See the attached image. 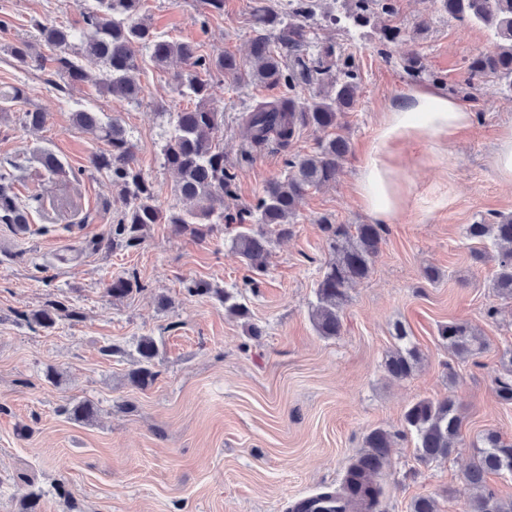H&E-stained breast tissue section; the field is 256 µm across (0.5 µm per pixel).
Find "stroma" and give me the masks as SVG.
Segmentation results:
<instances>
[{"label":"stroma","instance_id":"obj_1","mask_svg":"<svg viewBox=\"0 0 512 512\" xmlns=\"http://www.w3.org/2000/svg\"><path fill=\"white\" fill-rule=\"evenodd\" d=\"M251 0H224L206 15L201 0H145L143 15L168 39L198 42L202 54L245 56L256 27ZM95 0H0V88H26L27 100L0 112V168L18 167V189L30 210L28 231L0 223V512H17L27 487L41 493L37 512H288L290 504L338 487L350 460L375 429L394 432L388 463L376 478L383 512H410L414 499L433 498L438 512H468L463 474L470 444L493 429L512 439V405L502 404L494 379L512 346V303L489 283L492 261L472 256L467 224L512 212V184L499 180L492 156L501 129L512 125V97L488 80L465 104L472 129L444 150L425 140L400 149L401 181L411 194L397 223L388 225L370 277L349 290L341 336H318L310 318L314 288L328 258L317 222L330 214L342 224H366L354 194L356 166L390 106L414 87L440 76L441 90L460 82L469 58L493 51L491 33L460 25L438 10V0H397L394 24L421 55L424 76L412 79L401 58L407 46L381 54L375 32L313 29L354 56L360 76L355 108L343 115L350 151L335 184L305 196L292 237L277 240L256 285L244 288L245 269L230 248L236 232L216 224L206 236L174 234L153 224L141 244L108 247L105 234L125 210L117 187L89 167L105 145L74 125L91 110L119 118L137 164L153 184L163 212L187 203L174 192L162 149L171 113L193 108L175 89L178 61L139 62L141 104L110 99L98 83H73L44 68L18 66L9 46L42 48L39 24L80 29ZM427 29H418L420 19ZM249 85L217 91L224 114L221 145L235 162L244 140L239 121L247 105L270 97ZM46 119L23 127L25 110ZM320 138L307 129L287 151L258 154L239 169L236 193L224 209L253 203L281 177L284 153L312 152ZM47 149L65 172L47 176L37 153ZM440 268L434 285L421 277ZM118 276L140 284L121 299L107 288ZM216 288L240 287L262 336H248L242 320L207 295H189L188 280ZM50 303L67 308L49 330L31 328L25 313ZM496 309L487 318L488 309ZM467 321L487 344L459 360L437 336L439 325ZM403 324L423 360L408 378L384 368L395 324ZM144 336L159 347V375L147 390L128 382ZM56 382L45 378L47 369ZM452 398L463 417L461 441L446 460L421 464L411 438L401 437L403 414L414 401ZM99 406L90 423L60 415L65 399Z\"/></svg>","mask_w":512,"mask_h":512}]
</instances>
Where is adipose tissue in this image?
<instances>
[{"instance_id": "ef3b65f1", "label": "adipose tissue", "mask_w": 512, "mask_h": 512, "mask_svg": "<svg viewBox=\"0 0 512 512\" xmlns=\"http://www.w3.org/2000/svg\"><path fill=\"white\" fill-rule=\"evenodd\" d=\"M473 122V112L447 93L430 87L409 91L386 112L359 164L355 189L362 209L377 223H395L410 191L397 176L393 145L427 139L440 147L452 143Z\"/></svg>"}]
</instances>
